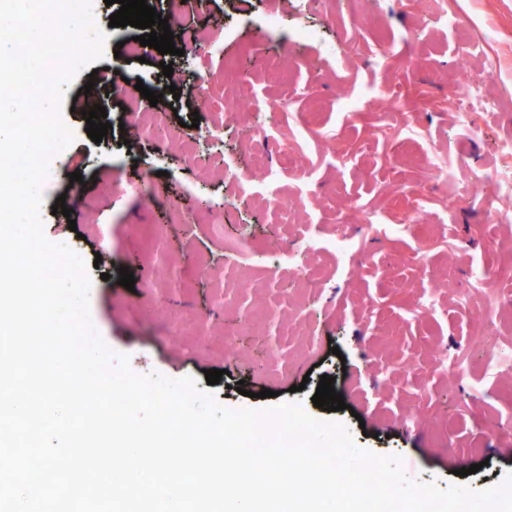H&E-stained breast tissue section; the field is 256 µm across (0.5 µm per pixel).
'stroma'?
<instances>
[{
  "label": "stroma",
  "instance_id": "35a3bbf8",
  "mask_svg": "<svg viewBox=\"0 0 512 512\" xmlns=\"http://www.w3.org/2000/svg\"><path fill=\"white\" fill-rule=\"evenodd\" d=\"M175 14V83L160 75V53L144 48V61L116 50L139 36L138 28L112 27L103 58L69 85L62 119L75 140L51 160L40 209L44 233L79 249L89 264V302L94 328L139 376L191 377L212 388L224 407L262 409L298 402L312 417L324 409L312 397L319 371L333 373L346 410L331 416L348 428L365 451L395 456L408 479L445 489L462 485L479 492L512 471V371L496 366L512 359V306L492 321L476 300L461 301L437 273L453 264L456 280L492 263L512 269V223L459 205L444 209L458 183L473 182L494 167L500 146L512 142V0H450L447 12L426 0H146ZM279 24L268 29L269 13ZM363 35L357 56H348L350 31ZM467 53L484 89L501 100L464 130L448 105L459 53ZM204 69L245 85L255 107L246 116L225 115V160L246 169L253 127H265L282 149L300 145L307 174H288L278 195L303 197L311 234H334L349 204L375 210L362 268L348 275L334 255H324L314 278L288 279L277 256L292 229L262 203L240 195L236 185L200 168L206 149L199 127L211 121L190 88L193 58ZM496 58L495 70L485 67ZM112 70L115 92L84 93L92 70ZM159 93L174 146L134 135L136 82ZM389 90L412 113V139L379 132L381 107L372 88ZM105 107L112 134L93 142L85 111ZM314 114L337 143L316 141L298 125ZM198 128H191V121ZM436 149L457 163V180L434 189L426 159ZM83 183L69 179L77 167ZM70 192L72 217L52 211L57 195ZM223 202L221 229L207 203ZM423 205L424 226L399 231L409 207ZM253 242L249 257L231 244L240 226ZM199 262L222 271L213 278L187 271ZM136 279L119 285L121 268ZM247 273L251 285L233 281ZM409 283L410 293L396 285ZM229 301H222V294ZM435 296L442 311L418 315V296ZM253 319L239 325L242 313ZM468 350L454 373L437 368L436 352ZM227 370L225 382L208 385L205 372ZM269 397H262V390ZM468 476H458V469Z\"/></svg>",
  "mask_w": 512,
  "mask_h": 512
}]
</instances>
